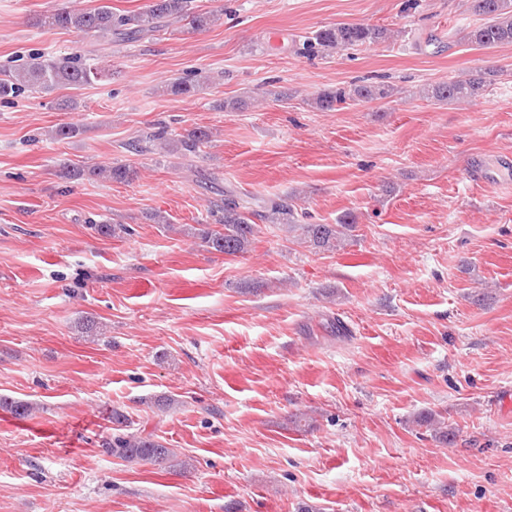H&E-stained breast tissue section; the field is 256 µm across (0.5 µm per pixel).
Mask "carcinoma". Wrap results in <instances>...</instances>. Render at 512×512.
<instances>
[{"instance_id":"1","label":"carcinoma","mask_w":512,"mask_h":512,"mask_svg":"<svg viewBox=\"0 0 512 512\" xmlns=\"http://www.w3.org/2000/svg\"><path fill=\"white\" fill-rule=\"evenodd\" d=\"M473 14L482 17V23L464 31L461 40L483 48H493L512 44V0H467ZM190 0H149V4L136 13L120 14L112 11L109 5H101L93 10L63 9L46 12L39 16V27L74 30L91 33L99 38L115 39L118 42H135L145 35L164 29L175 22H184L194 29H202L216 20L212 13H196L189 7ZM393 38L390 29L365 23H338L321 29L305 41L310 53L330 54L333 51L355 49L385 43ZM112 76L110 70L89 64L80 56L44 59L32 58V62L4 74L0 78V98L29 90L50 91L59 86L80 87L105 80ZM497 72L477 70L465 79H450L429 85L423 89L426 98L438 102L475 101L482 98L494 84ZM204 77L192 82L176 80L165 85V92L174 96L193 95ZM397 88L385 84H359L351 88L335 87L318 92L310 100V105L319 111H333L341 105L352 102H383L391 100ZM210 139L208 131L194 128L183 134L166 136L159 131L143 136L134 150L146 152L155 143L166 141L165 149L179 151L183 155H195ZM134 170L126 166L91 167L84 171H74L64 166L59 170L62 178L102 177L115 181H126ZM223 212L219 221L222 230H204L201 240L204 245L224 255H237L248 252L251 247L257 224L255 219L295 223V206L287 201H272L266 210H255L248 201L227 197L217 206ZM303 241L313 248L325 251L345 247L352 237L354 224L342 218L336 224H302ZM0 407L9 409L18 418H27L33 411L28 402L0 397ZM417 423L434 431V437L441 442L450 441L448 428L443 426L436 415L424 412ZM105 451L127 462L162 463L174 458L172 449L154 440L152 435L119 438L115 442H104Z\"/></svg>"}]
</instances>
